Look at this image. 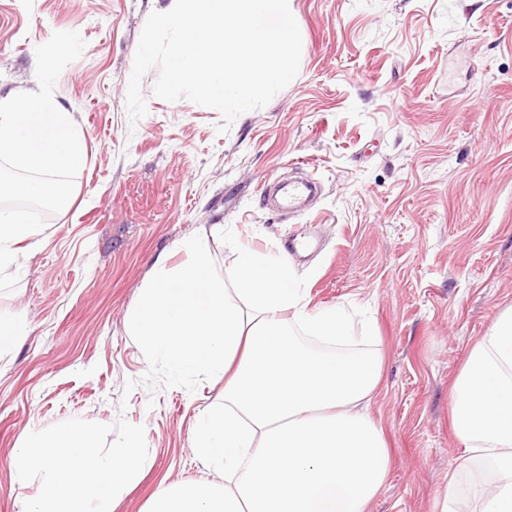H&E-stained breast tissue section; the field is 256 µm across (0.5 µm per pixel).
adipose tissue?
Listing matches in <instances>:
<instances>
[{
  "label": "adipose tissue",
  "instance_id": "obj_1",
  "mask_svg": "<svg viewBox=\"0 0 512 512\" xmlns=\"http://www.w3.org/2000/svg\"><path fill=\"white\" fill-rule=\"evenodd\" d=\"M38 233L25 210L0 209V270ZM183 250L187 261L159 267L126 326L162 367L223 380L224 405L205 412L190 447L224 482L161 489L146 512H369L391 472L370 414L381 357L351 353L350 318L309 309L287 259L243 250L229 285L207 237ZM452 398L462 455L436 512H512V304L471 348Z\"/></svg>",
  "mask_w": 512,
  "mask_h": 512
}]
</instances>
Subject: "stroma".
<instances>
[{"label": "stroma", "mask_w": 512, "mask_h": 512, "mask_svg": "<svg viewBox=\"0 0 512 512\" xmlns=\"http://www.w3.org/2000/svg\"><path fill=\"white\" fill-rule=\"evenodd\" d=\"M168 4L0 0V95L35 84V49L53 33L86 42L54 89L86 145L74 193L0 273V309L33 326L0 361V512L39 491L15 477L13 448L73 417L145 428L152 466L112 512L216 480L190 442L223 382L160 367L125 328L157 259L185 263L178 245L205 228L227 280L241 248L283 255L290 235L320 239L292 261L298 288L311 307L367 314L383 360L370 411L393 468L371 512H434L461 452L454 378L512 303V0H289L299 73L224 134L218 111L155 97L154 69L148 112L129 121L138 41ZM298 172L321 183L313 207L266 206L265 182Z\"/></svg>", "instance_id": "obj_1"}]
</instances>
